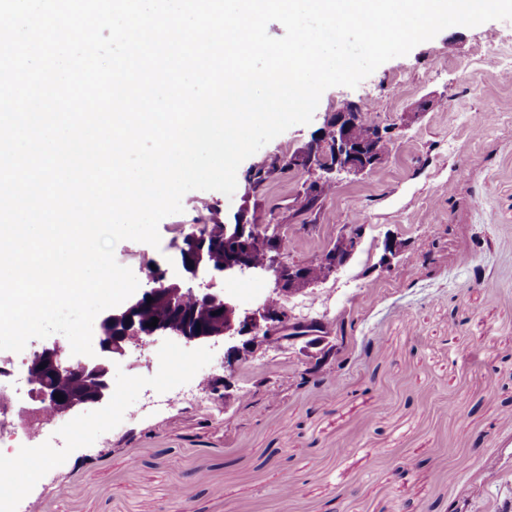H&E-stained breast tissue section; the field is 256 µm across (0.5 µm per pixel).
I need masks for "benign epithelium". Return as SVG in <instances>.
<instances>
[{"instance_id": "7a95c632", "label": "benign epithelium", "mask_w": 512, "mask_h": 512, "mask_svg": "<svg viewBox=\"0 0 512 512\" xmlns=\"http://www.w3.org/2000/svg\"><path fill=\"white\" fill-rule=\"evenodd\" d=\"M387 155L358 139L353 128V113L344 107L330 113L312 140L288 155V169L308 176L306 189L314 193L317 185L335 181V175H362L381 165ZM363 233L354 230L342 234L336 244L321 255L318 265L325 279L341 269L361 246ZM224 246V266L211 268L206 262L208 246ZM173 270L151 269L146 287L131 299L103 311L98 321L99 353L74 360L60 342L43 344L27 360L26 378L32 406L22 408L19 418L42 420L85 412L105 404L112 397V364L130 348H142L167 334L187 343L224 340V359L236 356L247 347H300L306 356L321 362L331 350L313 352L326 340L328 326L317 320L294 318L282 301L312 285L305 264L288 261L281 240L269 235L247 219V211L236 214L225 224H204L184 235L176 245ZM252 276L272 281L271 291L252 310H242L235 301L216 291L219 278ZM152 303H163L167 316L148 327L140 311ZM192 300L196 307L215 313L216 324L196 330L188 326L191 312L184 306ZM80 380L92 385L88 393L63 394L55 381Z\"/></svg>"}]
</instances>
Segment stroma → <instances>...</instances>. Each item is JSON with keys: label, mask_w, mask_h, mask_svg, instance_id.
I'll return each mask as SVG.
<instances>
[{"label": "stroma", "mask_w": 512, "mask_h": 512, "mask_svg": "<svg viewBox=\"0 0 512 512\" xmlns=\"http://www.w3.org/2000/svg\"><path fill=\"white\" fill-rule=\"evenodd\" d=\"M349 101L393 128L381 165L341 174L305 213L303 173L253 187L258 166ZM182 205L159 246L117 243L137 280L171 267L202 218L247 210L298 263L363 225L343 269L284 301L328 324L340 359L315 368L262 347L228 365L223 342L167 337L129 350L112 365L123 398L108 419L0 431V455L33 465L16 475L23 494L0 491V512H512V20L446 28L357 87L328 88L310 123L240 164L233 196L189 192ZM389 239L401 252L385 270Z\"/></svg>", "instance_id": "obj_1"}]
</instances>
